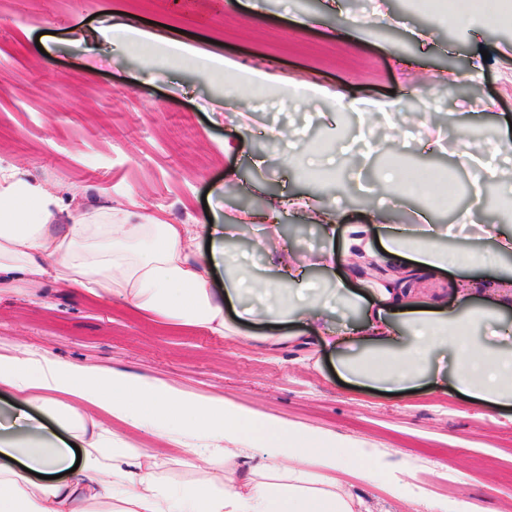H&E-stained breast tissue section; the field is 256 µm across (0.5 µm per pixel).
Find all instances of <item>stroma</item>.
Returning <instances> with one entry per match:
<instances>
[{
  "label": "stroma",
  "mask_w": 512,
  "mask_h": 512,
  "mask_svg": "<svg viewBox=\"0 0 512 512\" xmlns=\"http://www.w3.org/2000/svg\"><path fill=\"white\" fill-rule=\"evenodd\" d=\"M127 14L150 38L135 51L111 44ZM205 51L288 82L350 98L395 101L394 120L367 125L330 98L281 104L272 92H225L224 75L201 77L184 57ZM512 22L471 16L448 24L413 0H0V163L12 164L85 209L112 206L166 224L212 215L237 224L281 197L305 196L359 224L380 203L377 166L447 173L459 185L445 207L426 199L392 223L432 208L450 222L471 202L473 172L461 157L472 134L486 147L512 140ZM287 130L284 139L272 138ZM236 144L225 152V143ZM323 152H315V145ZM326 160L327 178L305 162ZM282 236L316 282L343 277L366 291L386 278L324 238L307 210L284 217ZM261 225L229 242L264 276ZM331 251L327 267L316 258ZM118 369L198 397L221 396L264 415L347 437L387 464L414 512H512V410L419 388L383 394L342 383L323 343L268 350L252 336L179 328L151 314L87 297L46 279L0 283V356L20 352ZM113 431L154 453L171 483L195 478L180 443L113 420ZM335 477L355 512H401L384 481L360 478L357 461Z\"/></svg>",
  "instance_id": "35a3bbf8"
}]
</instances>
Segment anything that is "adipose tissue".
<instances>
[{
	"mask_svg": "<svg viewBox=\"0 0 512 512\" xmlns=\"http://www.w3.org/2000/svg\"><path fill=\"white\" fill-rule=\"evenodd\" d=\"M60 213L66 216L61 224ZM279 220L274 210L246 216V223L264 224L274 242L268 253L275 275L243 276L224 248L233 225L201 230L111 207L69 211L21 168L0 165V278L33 284L50 278L220 335L239 332L225 319V304L250 318L256 300L265 319L282 327L262 336L267 348L313 333L337 352L336 371L349 383L384 392L427 385L475 404L512 406V321L501 313L512 304V278L479 282L471 275L512 254V232L485 226L495 242L489 256L438 247L448 229L433 223L430 212L392 225L385 212H374L373 222L388 225L382 251H372L357 227L353 253L398 274L362 295L341 277L327 288L310 280L306 264L281 243ZM204 233L212 240L207 254L199 248ZM218 271L224 274L219 292L210 286ZM439 271L455 277L454 306L418 308L415 273ZM334 300L363 309L362 319L333 328ZM0 386L17 395L15 405L0 410V512H353L332 471L355 457L363 458L367 481L384 471L353 440L270 422L224 398H191L118 370L0 356ZM29 405L38 417L26 413ZM110 418L151 427L164 439L209 440L210 451L194 452L200 478L164 481L156 457L115 438ZM73 439L82 442L81 451L70 448ZM243 443L273 448V461L245 465Z\"/></svg>",
	"mask_w": 512,
	"mask_h": 512,
	"instance_id": "adipose-tissue-1",
	"label": "adipose tissue"
}]
</instances>
